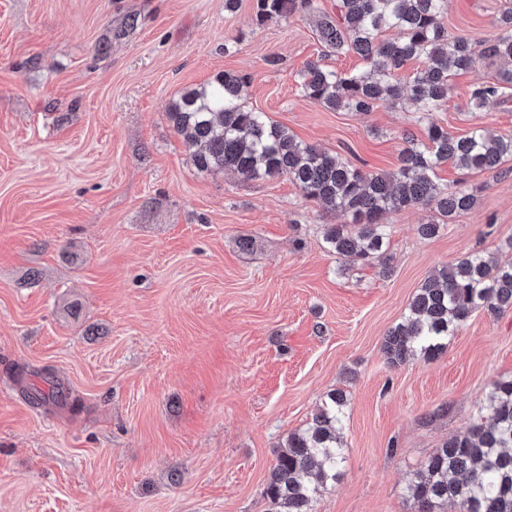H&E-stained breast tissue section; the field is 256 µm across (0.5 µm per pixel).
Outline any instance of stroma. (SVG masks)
<instances>
[{"label":"stroma","mask_w":512,"mask_h":512,"mask_svg":"<svg viewBox=\"0 0 512 512\" xmlns=\"http://www.w3.org/2000/svg\"><path fill=\"white\" fill-rule=\"evenodd\" d=\"M255 0H0V512H267L291 433L347 395L345 462L311 512H413L423 462L485 415L512 376V310L474 313L430 362L387 364L382 342L433 270L512 240V160L444 163L477 204L424 239L433 211L389 213L392 275L340 272L336 214L288 178L202 173L167 110L222 71L247 108L369 172L395 169L396 103L328 111L306 62L360 68L318 37L336 0L258 26ZM512 0H449L448 32L489 39ZM277 65H270V58ZM479 61L433 120L512 134V99L471 112ZM250 248H242V240ZM54 380L62 403L29 400Z\"/></svg>","instance_id":"1"}]
</instances>
